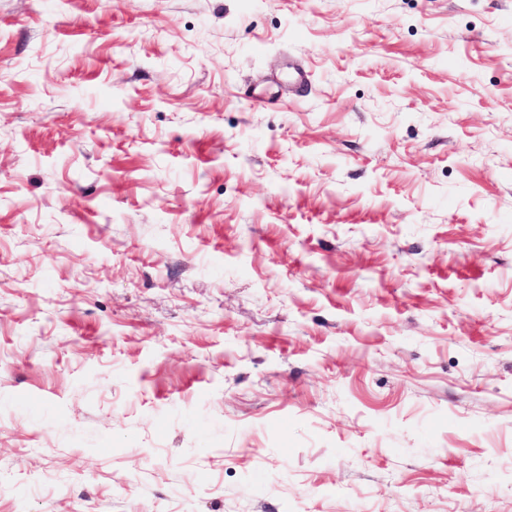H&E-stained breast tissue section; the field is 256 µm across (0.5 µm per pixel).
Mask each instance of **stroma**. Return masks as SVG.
<instances>
[{
	"label": "stroma",
	"mask_w": 512,
	"mask_h": 512,
	"mask_svg": "<svg viewBox=\"0 0 512 512\" xmlns=\"http://www.w3.org/2000/svg\"><path fill=\"white\" fill-rule=\"evenodd\" d=\"M0 512H512V0H0Z\"/></svg>",
	"instance_id": "obj_1"
}]
</instances>
